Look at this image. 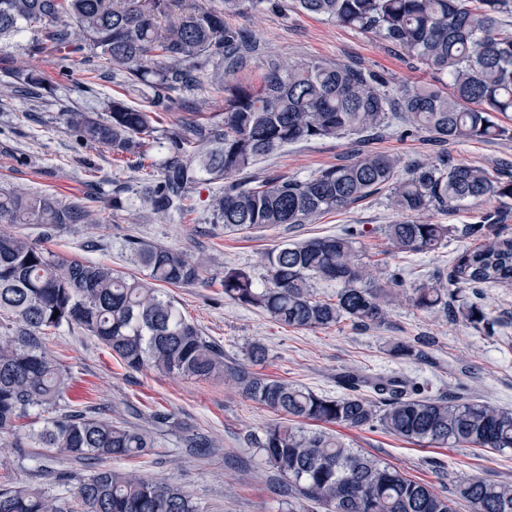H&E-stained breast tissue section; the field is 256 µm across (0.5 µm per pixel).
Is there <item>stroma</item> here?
I'll return each instance as SVG.
<instances>
[{"label":"stroma","instance_id":"35a3bbf8","mask_svg":"<svg viewBox=\"0 0 512 512\" xmlns=\"http://www.w3.org/2000/svg\"><path fill=\"white\" fill-rule=\"evenodd\" d=\"M225 21L245 31L256 45L247 65L230 74L233 82L258 83L274 62L320 59L374 71L391 93L439 79L436 71L381 36L301 13L293 0H261L246 15L231 14ZM31 38V33H23L0 51V71L26 65L42 80L37 95L19 90L0 98V189L21 187L63 204L77 202L92 211L96 221L70 224L48 234L41 227L20 224L17 232L59 257L86 259L133 274L139 271L130 248L134 241L206 257V282L171 288V295L204 335L223 346L226 360L245 362L249 344H265L269 357L260 370L270 376L336 396L341 392L336 383L339 372L397 374L423 383L431 396L458 389L473 399L512 410V286L490 285L480 292L485 312L498 325L493 335L464 320L417 309L410 288L411 283L447 269L457 254L478 245L486 233L512 235V214H506L498 198L424 212V221L447 225L448 237L435 251L418 255L398 252L386 237L385 226L401 216L390 208L383 191L304 224L232 234L216 224L209 207L211 196L223 191L225 184L206 182L192 190L191 210L184 219H163L143 210L141 199L167 158L162 147L166 135L191 106H198L202 122L221 120L224 92L211 80L218 60L206 63L193 90L171 91L175 108L158 113L140 159L119 160L82 140L67 125L66 114L82 110L102 119L112 98L144 105L143 89L119 73L89 77L85 62L76 64L72 76H64L55 57L29 55ZM502 124L509 134L493 142L438 143L423 132L405 133L399 123L366 143L357 134L304 141L262 157L243 176L253 181L280 176L303 179L353 158L360 148L399 155L410 165L464 162L497 174L512 169V117ZM116 196L122 201L118 208L112 205ZM348 228L361 232L362 248L384 254L383 277L396 274L406 281L405 287L396 289L383 326L364 329L343 322L328 329L296 330L282 327L259 310L225 300L221 286L225 268L245 269L260 282L266 275L264 251L283 241L301 242ZM418 337L430 341L427 360L390 356V343ZM44 348L68 373L64 402L71 409L97 407L116 421L128 420L134 411L144 418L159 408L172 414L174 428L156 430L153 452L134 464L143 477L183 486L202 512H299L287 485L246 441L247 435L261 434L276 419V412L243 398L220 379L127 369L111 350L75 325L47 331ZM329 431L443 494L465 475L512 483V453L417 445L379 427L356 430L333 425ZM196 434L211 440L215 453L204 455L189 448L187 439ZM66 468L78 475L83 472L77 464L42 457L15 460L0 469V481L39 484L67 497L71 486L55 482L56 472Z\"/></svg>","mask_w":512,"mask_h":512}]
</instances>
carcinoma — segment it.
Here are the masks:
<instances>
[{
  "label": "carcinoma",
  "instance_id": "1",
  "mask_svg": "<svg viewBox=\"0 0 512 512\" xmlns=\"http://www.w3.org/2000/svg\"><path fill=\"white\" fill-rule=\"evenodd\" d=\"M260 0H0V47L33 34L31 53L51 48L62 54L63 72L72 53L86 51L104 72L118 71L150 93L146 111L112 100L107 118L67 113L85 141L114 155H137L153 131L155 112L171 109L169 91L197 82L196 72L218 58L213 73L224 85L220 122L179 121L167 137L168 157L144 204L157 215L187 208L189 193L203 177L228 179L258 158L300 141L340 136L351 128L369 132L399 122L443 142L495 140L507 129L493 114L512 112V0H294L295 8L364 32H374L448 78L423 83L393 96L372 72L331 61L274 65L260 86L227 84L225 74L246 64L243 37L224 24ZM0 84L37 87L40 79L17 66ZM399 158L364 154L307 178L281 176L255 185L238 183L215 195L211 208L226 233L304 224L342 210L379 190L407 219L384 233L401 253L431 252L448 237V225L410 216L430 208L497 196L512 199V173L495 177L464 163L413 166L400 174ZM95 224L76 202L24 190L0 189V224H33L54 230L66 224ZM141 279L83 259H63L27 237L0 232V433L14 434L20 420L47 414L29 433L49 456L89 468L78 480L74 502L28 484L0 483V512H200L182 486L146 479L133 470L106 466L109 460L152 453V428L172 417L157 410L152 427L114 422L93 410L61 408L67 373L42 350L41 334L77 325L112 351L129 369L144 366L173 375L222 378L241 395L288 417L269 424L253 442L266 462L288 481V493L314 501L324 512H512V484L481 477L457 481L449 494L365 456L321 431L289 425L309 420L353 428L379 424L411 442L512 451V410L473 399L430 397L400 375L338 374L339 396L317 394L224 360V348L202 335L161 285L188 286L205 280L203 258L152 244L131 247ZM264 283L246 271L224 270V298L254 308L293 329H324L348 321L357 327L385 323L391 284L376 278L384 264L360 253L354 234L343 231L302 243H281L262 255ZM336 283L321 295L315 282ZM512 283V235L489 234L462 251L447 275L434 274L413 288L414 306L489 323L481 305L465 292L485 284ZM390 352L423 360L420 346L401 341ZM368 388L372 395L360 393Z\"/></svg>",
  "mask_w": 512,
  "mask_h": 512
}]
</instances>
